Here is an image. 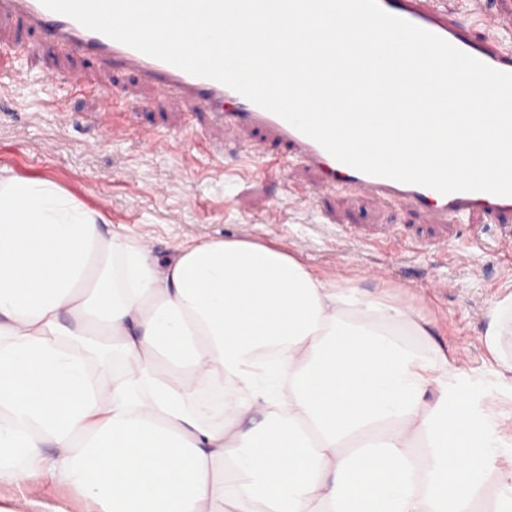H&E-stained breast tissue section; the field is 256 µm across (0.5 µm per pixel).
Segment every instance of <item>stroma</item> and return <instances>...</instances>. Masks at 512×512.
Here are the masks:
<instances>
[{
  "label": "stroma",
  "instance_id": "obj_1",
  "mask_svg": "<svg viewBox=\"0 0 512 512\" xmlns=\"http://www.w3.org/2000/svg\"><path fill=\"white\" fill-rule=\"evenodd\" d=\"M13 38L25 47L0 55V170L50 179L89 208H103L113 231L146 240L162 259L178 241L247 239L287 247L315 271L365 290L402 292L470 373L492 379L486 313L512 293V256L499 248L498 226L443 229L366 194L323 195L302 169L285 180L244 173L253 148L268 146L262 132L245 144L208 120L182 126L164 95L134 75L101 73L92 60L40 44L26 29L0 26L1 42ZM72 72L84 73L89 87L68 90ZM101 83L110 104L92 90ZM113 126L128 128V136L113 138ZM23 500L53 512H95L77 490L46 476L0 485V512Z\"/></svg>",
  "mask_w": 512,
  "mask_h": 512
}]
</instances>
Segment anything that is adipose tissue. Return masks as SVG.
Returning <instances> with one entry per match:
<instances>
[{"instance_id": "1", "label": "adipose tissue", "mask_w": 512, "mask_h": 512, "mask_svg": "<svg viewBox=\"0 0 512 512\" xmlns=\"http://www.w3.org/2000/svg\"><path fill=\"white\" fill-rule=\"evenodd\" d=\"M105 222L51 180L0 178V483L47 473L100 512H476L493 474L512 512L485 380L401 294L246 239L161 265ZM487 318L512 384V294Z\"/></svg>"}]
</instances>
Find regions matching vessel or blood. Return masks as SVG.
<instances>
[{"instance_id": "obj_1", "label": "vessel or blood", "mask_w": 512, "mask_h": 512, "mask_svg": "<svg viewBox=\"0 0 512 512\" xmlns=\"http://www.w3.org/2000/svg\"><path fill=\"white\" fill-rule=\"evenodd\" d=\"M381 7L432 32L490 67L512 73V49L504 44L512 35V0H496L499 32L475 38L473 26L456 16L448 0H379ZM21 21L58 49L94 59L102 72H130L148 86L163 91L175 111L193 116L215 114L241 136L263 129L270 142L316 176L317 189L329 195L362 191L384 203L428 212L438 224L483 215L488 222L512 220V196L487 192L438 191L392 179L372 176L340 163L319 143L280 116L267 111L235 90L212 79L191 75L169 63L145 55L74 19L47 9L41 0H0V23Z\"/></svg>"}]
</instances>
